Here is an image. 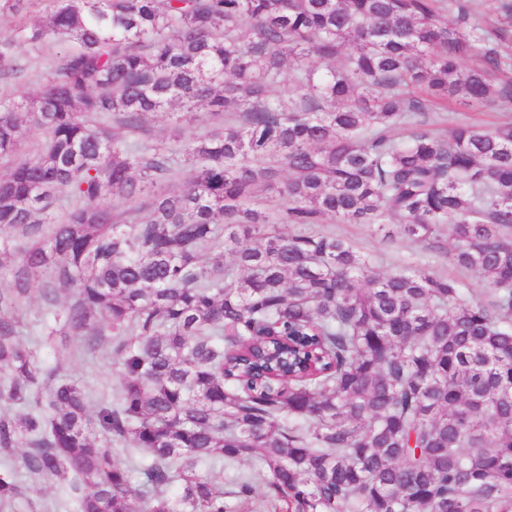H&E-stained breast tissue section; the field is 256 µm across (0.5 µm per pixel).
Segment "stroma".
Returning <instances> with one entry per match:
<instances>
[{"mask_svg":"<svg viewBox=\"0 0 512 512\" xmlns=\"http://www.w3.org/2000/svg\"><path fill=\"white\" fill-rule=\"evenodd\" d=\"M54 40H46L38 46L19 44L16 54L30 64L25 77L16 82L0 83V95L7 94L13 98L31 97L42 87L50 57L57 51ZM432 127L438 131H446L458 122H469L482 126L512 120V100L503 99L491 108L468 106L459 100H449L446 110H433ZM146 126L153 139L167 143L175 142L178 137L191 133L203 134L213 131L214 123L210 120L207 107H197L190 120L177 121L164 113H151L145 118ZM316 232L333 233L349 239L362 252L375 256L379 271L387 272L407 266L417 267L432 272L440 277L462 280L471 288L474 298L485 296L483 284L475 277L467 274L446 258L435 255L426 244L410 242L400 236L385 238L377 234L373 226L368 224H340L334 220L316 225ZM51 317L39 302H31L24 312L20 327L19 339L22 343L35 346L39 359L48 365L59 368L62 377L75 380L84 385L91 400L112 397L119 385V372L111 359L98 354H77L65 359L59 358L60 337L45 339L43 332L50 324ZM10 461L17 479L26 487L24 499L16 503L14 512H41L43 506H53L55 512H70L71 503L67 495L56 486L31 481L22 465V450L14 448L10 453Z\"/></svg>","mask_w":512,"mask_h":512,"instance_id":"35a3bbf8","label":"stroma"}]
</instances>
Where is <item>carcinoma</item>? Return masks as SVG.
<instances>
[{"mask_svg":"<svg viewBox=\"0 0 512 512\" xmlns=\"http://www.w3.org/2000/svg\"><path fill=\"white\" fill-rule=\"evenodd\" d=\"M31 2L0 0V17ZM46 2L42 25L0 39V80L22 71L15 44H66L36 96L0 97V230L32 239H0V449L24 435L26 472L73 512H232L198 470L221 463L257 469L282 512H512V122H427L431 98H512L489 79L512 0ZM201 103L222 131L146 136L148 113ZM27 121L45 135L28 159ZM115 200L146 216L118 221ZM327 217L388 238L395 220L489 300L277 228ZM35 270L48 335L85 353L112 337L120 384L93 412L19 340L9 310ZM234 486L255 497L251 477ZM21 496L0 466V508Z\"/></svg>","mask_w":512,"mask_h":512,"instance_id":"carcinoma-1","label":"carcinoma"}]
</instances>
